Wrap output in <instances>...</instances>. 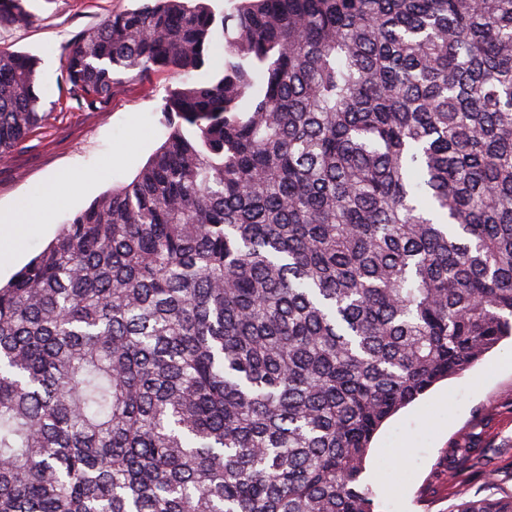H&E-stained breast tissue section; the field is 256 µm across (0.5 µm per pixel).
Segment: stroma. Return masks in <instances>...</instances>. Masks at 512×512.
<instances>
[{
    "label": "stroma",
    "instance_id": "obj_1",
    "mask_svg": "<svg viewBox=\"0 0 512 512\" xmlns=\"http://www.w3.org/2000/svg\"><path fill=\"white\" fill-rule=\"evenodd\" d=\"M133 0H27V24L0 29V49L41 60L48 117L0 164V214L40 206V186L56 193L45 226L20 238L8 281L60 232L67 217L112 187L130 182L165 141L160 107L177 78L155 73L125 82L94 105L72 99L62 75L66 46ZM484 446L475 463L449 469L457 444ZM363 477L379 490V512H453L464 498L512 492V339L503 340L462 375L438 383L378 431Z\"/></svg>",
    "mask_w": 512,
    "mask_h": 512
}]
</instances>
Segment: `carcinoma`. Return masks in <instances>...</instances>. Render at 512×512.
Listing matches in <instances>:
<instances>
[{
	"label": "carcinoma",
	"instance_id": "obj_1",
	"mask_svg": "<svg viewBox=\"0 0 512 512\" xmlns=\"http://www.w3.org/2000/svg\"><path fill=\"white\" fill-rule=\"evenodd\" d=\"M156 72L167 140L0 285V512H376V433L512 336V0H138L63 59Z\"/></svg>",
	"mask_w": 512,
	"mask_h": 512
}]
</instances>
